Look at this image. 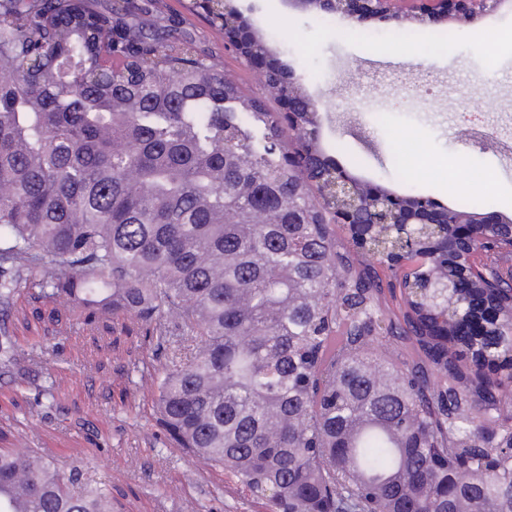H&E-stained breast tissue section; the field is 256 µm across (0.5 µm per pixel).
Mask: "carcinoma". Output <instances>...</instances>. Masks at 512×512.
<instances>
[{"instance_id": "cac0c4a2", "label": "carcinoma", "mask_w": 512, "mask_h": 512, "mask_svg": "<svg viewBox=\"0 0 512 512\" xmlns=\"http://www.w3.org/2000/svg\"><path fill=\"white\" fill-rule=\"evenodd\" d=\"M285 152L220 59L127 0H0V315L27 294L35 354L46 323L145 326L170 444L272 512H512V380L477 349L462 370L445 298L389 315L393 243L339 251ZM0 376L57 405L6 326ZM0 512H112V483L1 448Z\"/></svg>"}]
</instances>
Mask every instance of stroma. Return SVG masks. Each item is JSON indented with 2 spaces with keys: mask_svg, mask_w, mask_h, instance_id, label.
<instances>
[{
  "mask_svg": "<svg viewBox=\"0 0 512 512\" xmlns=\"http://www.w3.org/2000/svg\"><path fill=\"white\" fill-rule=\"evenodd\" d=\"M132 3L155 4L200 50L219 56L247 94L277 108L263 69L247 64L220 27L187 12L185 0ZM225 3L250 31L273 35L269 56L317 104V142L337 167L399 197L512 220V0L452 28L418 24L407 42L392 40L399 23L384 17L326 16L286 0ZM414 140L425 150L408 176L399 157ZM474 167L492 176L485 190L445 194L449 179L469 183ZM47 345L39 364L57 376L61 409L16 397L0 377V427L27 436L61 470L80 465L111 481L112 512H269L221 469L166 447L150 390L127 377L136 363L161 367L152 345L121 333L95 353L78 327L49 332Z\"/></svg>",
  "mask_w": 512,
  "mask_h": 512,
  "instance_id": "1",
  "label": "stroma"
}]
</instances>
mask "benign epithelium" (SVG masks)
I'll return each instance as SVG.
<instances>
[{"label":"benign epithelium","instance_id":"7a95c632","mask_svg":"<svg viewBox=\"0 0 512 512\" xmlns=\"http://www.w3.org/2000/svg\"><path fill=\"white\" fill-rule=\"evenodd\" d=\"M501 0H289L300 9L329 10L349 16L388 15L397 21H441L462 23L478 14L494 11ZM283 111L293 134L303 141L312 139L313 129L304 125L297 113L312 111V102L301 101L291 91L282 98ZM290 169L301 179L318 187L321 202H326V190H331L336 203L324 209V223L344 224L352 241L365 249L376 238L382 226L394 235L397 242L385 265L393 268L407 259L422 265L427 256L417 252L415 243L429 240L435 253L450 258L454 275L442 284L428 283L415 288L428 293L442 287L450 292L452 301L462 307L458 321L465 323L469 311L487 294L480 290L479 278L503 264V257H512V234L504 237L492 232L493 222L488 216L465 208L435 209L420 198L412 203L393 193L375 189L367 192L354 178L333 167L325 168L327 181L313 177L317 167L323 165L318 155L305 147L288 154ZM507 312L493 305L488 310L489 323L479 329L484 333L490 328L502 329Z\"/></svg>","mask_w":512,"mask_h":512}]
</instances>
